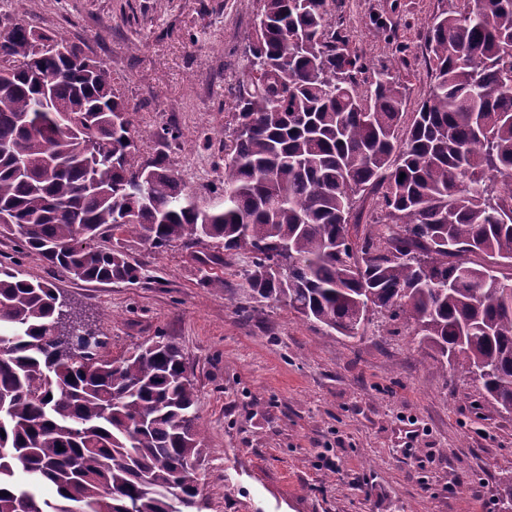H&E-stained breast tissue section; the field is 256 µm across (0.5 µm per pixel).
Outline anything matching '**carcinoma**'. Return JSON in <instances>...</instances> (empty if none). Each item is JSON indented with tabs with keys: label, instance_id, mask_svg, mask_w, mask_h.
Returning a JSON list of instances; mask_svg holds the SVG:
<instances>
[{
	"label": "carcinoma",
	"instance_id": "obj_1",
	"mask_svg": "<svg viewBox=\"0 0 512 512\" xmlns=\"http://www.w3.org/2000/svg\"><path fill=\"white\" fill-rule=\"evenodd\" d=\"M262 2L214 189L224 201L207 209L168 166L174 130L141 156L107 65L55 53L78 48L60 32L4 27L0 228L97 283H135L141 270L97 239H213L247 259L256 301L327 336H356L368 310L411 320L419 345L511 412L512 272L501 268L512 269V0H458L431 19L433 80L409 121L391 69L348 50L336 0ZM41 70L55 75L48 87ZM366 191L383 230L354 237ZM66 308L54 285L0 265V512H192L197 487L180 469L199 462V415L178 349L159 340L90 365L52 337ZM43 484L55 500L39 496Z\"/></svg>",
	"mask_w": 512,
	"mask_h": 512
}]
</instances>
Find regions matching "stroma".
Instances as JSON below:
<instances>
[{
    "label": "stroma",
    "instance_id": "obj_1",
    "mask_svg": "<svg viewBox=\"0 0 512 512\" xmlns=\"http://www.w3.org/2000/svg\"><path fill=\"white\" fill-rule=\"evenodd\" d=\"M450 0H336L350 49L392 67L415 111L430 84L424 41ZM261 0H0V20L61 30L119 78L143 157L168 153L200 207L214 204L232 92ZM120 244L133 284L72 279L16 236L0 263L53 284L119 358L157 338L180 350L202 428L195 512H500L512 476V413L490 407L459 366L442 367L412 326L374 315L364 337L323 335L281 303L255 302L235 256L211 241Z\"/></svg>",
    "mask_w": 512,
    "mask_h": 512
}]
</instances>
